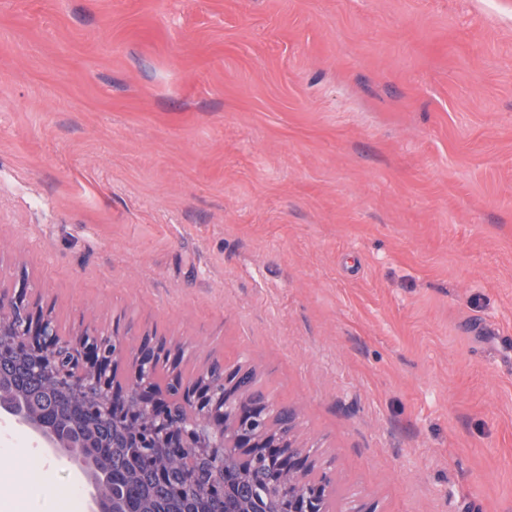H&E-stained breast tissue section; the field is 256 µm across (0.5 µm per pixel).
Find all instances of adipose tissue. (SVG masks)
<instances>
[{
  "label": "adipose tissue",
  "instance_id": "ef3b65f1",
  "mask_svg": "<svg viewBox=\"0 0 512 512\" xmlns=\"http://www.w3.org/2000/svg\"><path fill=\"white\" fill-rule=\"evenodd\" d=\"M24 459V475H0V490H8L14 500L20 501L21 512H80L82 504L73 490H66L53 500L43 497L41 480L44 462L36 450L25 449Z\"/></svg>",
  "mask_w": 512,
  "mask_h": 512
}]
</instances>
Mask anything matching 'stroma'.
Instances as JSON below:
<instances>
[{
  "instance_id": "obj_1",
  "label": "stroma",
  "mask_w": 512,
  "mask_h": 512,
  "mask_svg": "<svg viewBox=\"0 0 512 512\" xmlns=\"http://www.w3.org/2000/svg\"><path fill=\"white\" fill-rule=\"evenodd\" d=\"M256 369L341 497L512 512V0H0V291Z\"/></svg>"
}]
</instances>
